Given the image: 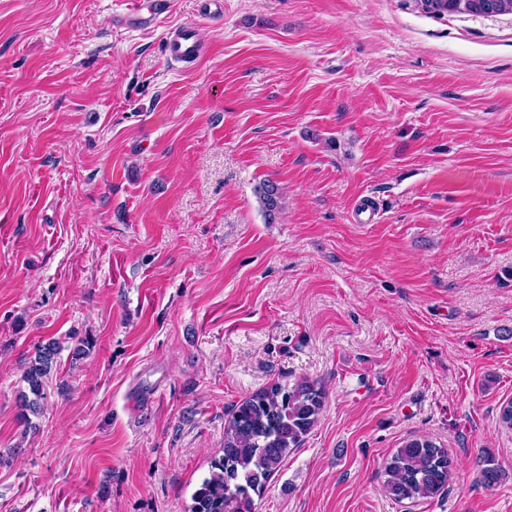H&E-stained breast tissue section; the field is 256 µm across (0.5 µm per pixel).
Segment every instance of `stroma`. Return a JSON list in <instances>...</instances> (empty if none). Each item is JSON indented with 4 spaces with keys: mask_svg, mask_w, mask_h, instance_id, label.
Returning a JSON list of instances; mask_svg holds the SVG:
<instances>
[{
    "mask_svg": "<svg viewBox=\"0 0 512 512\" xmlns=\"http://www.w3.org/2000/svg\"><path fill=\"white\" fill-rule=\"evenodd\" d=\"M127 2L0 0V512H186L234 405L303 377L324 412L257 512H512V15ZM413 436L454 472L398 502ZM197 29L193 24H185L169 40L166 47L171 62L194 61L199 55ZM256 193L266 220L273 223L283 208L281 187L276 181L264 180L257 187ZM61 349L59 342L48 340L45 343H39L34 348V354L30 358L28 367L23 376V381L27 384L29 393L33 396L29 398L27 393L21 394L22 420L30 422L29 413L36 415L40 409V400L44 399L45 379L50 375L53 367L56 365V358ZM448 450L422 437L407 439L387 459L383 487L394 500L432 499L452 475Z\"/></svg>",
    "mask_w": 512,
    "mask_h": 512,
    "instance_id": "stroma-1",
    "label": "stroma"
}]
</instances>
